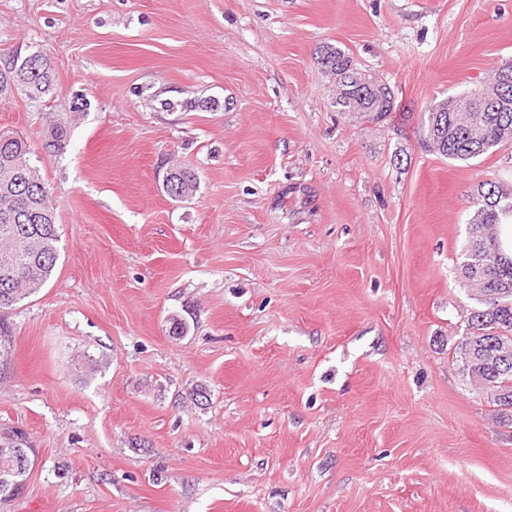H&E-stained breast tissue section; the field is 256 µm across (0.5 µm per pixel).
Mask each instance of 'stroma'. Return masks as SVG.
I'll use <instances>...</instances> for the list:
<instances>
[{"mask_svg":"<svg viewBox=\"0 0 512 512\" xmlns=\"http://www.w3.org/2000/svg\"><path fill=\"white\" fill-rule=\"evenodd\" d=\"M326 45L391 112L337 111ZM36 50L55 91L0 96V130L40 152L61 240L4 315L0 433L35 463L0 512H512V427L453 358L469 198L512 144L417 134L512 61V0H0V61ZM190 98L219 106H160ZM69 137L70 127L65 122L52 120L47 128L43 147H49L51 154L60 153L67 146ZM49 141H53V143ZM169 174L172 177L171 182L174 183L175 188L171 192L163 190L172 199L182 200L196 190L198 183L197 174L187 165L169 169Z\"/></svg>","mask_w":512,"mask_h":512,"instance_id":"stroma-1","label":"stroma"}]
</instances>
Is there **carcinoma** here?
<instances>
[{"mask_svg": "<svg viewBox=\"0 0 512 512\" xmlns=\"http://www.w3.org/2000/svg\"><path fill=\"white\" fill-rule=\"evenodd\" d=\"M318 59L336 82V109L362 112L378 120L391 111L392 89L361 72L338 47L326 45ZM25 64L29 101L53 94L55 72L48 58L33 52L18 60ZM216 101L164 100L165 110L209 111ZM427 146L445 159L467 162L512 142V62L497 67L489 82L430 104L419 128ZM70 127L50 122L43 146L60 153L67 146ZM27 141L0 132V310H8L37 293L52 275L58 259L59 232L49 185L32 164ZM175 188L168 196L182 200L197 188V174L188 166L169 170ZM473 212L467 222L468 239L462 250L463 287L477 301L467 318L465 337L454 350L459 369L469 381L494 395L500 423L512 426V368L480 365L478 356L492 352L512 364V256L500 241V227L512 224V189L501 182H485L474 190ZM482 267L477 275L474 267ZM33 449L17 431L0 434V503L15 496L34 465Z\"/></svg>", "mask_w": 512, "mask_h": 512, "instance_id": "carcinoma-1", "label": "carcinoma"}]
</instances>
